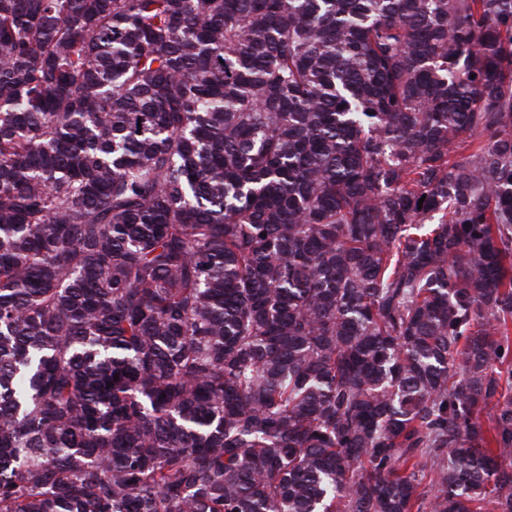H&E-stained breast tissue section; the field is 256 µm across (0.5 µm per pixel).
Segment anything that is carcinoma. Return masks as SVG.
<instances>
[{
  "mask_svg": "<svg viewBox=\"0 0 512 512\" xmlns=\"http://www.w3.org/2000/svg\"><path fill=\"white\" fill-rule=\"evenodd\" d=\"M504 364L512 0H0V512H512Z\"/></svg>",
  "mask_w": 512,
  "mask_h": 512,
  "instance_id": "1",
  "label": "carcinoma"
}]
</instances>
